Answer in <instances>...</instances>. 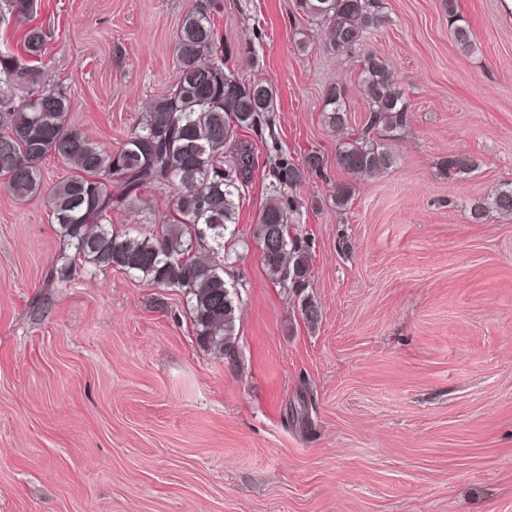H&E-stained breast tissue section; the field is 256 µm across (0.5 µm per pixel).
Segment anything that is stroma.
Returning a JSON list of instances; mask_svg holds the SVG:
<instances>
[{"label": "stroma", "instance_id": "35a3bbf8", "mask_svg": "<svg viewBox=\"0 0 512 512\" xmlns=\"http://www.w3.org/2000/svg\"><path fill=\"white\" fill-rule=\"evenodd\" d=\"M381 2L362 52L409 112L403 131L375 130L394 163L368 179L337 165L323 114L337 83L350 128L366 125L359 54L328 50L295 0H224L215 17L230 68L275 92L271 127L240 132L255 168L226 238L233 354L199 344L179 289L118 269L52 279L65 246L46 195L0 181V512H512V216L470 219L512 185V11L457 0L453 22L447 0ZM195 3L37 0L0 44L49 26L68 124L114 151L174 82ZM275 141L327 164L296 190L301 289L269 277L255 235ZM453 154L476 169L448 176ZM173 200L150 192L112 223L156 230Z\"/></svg>", "mask_w": 512, "mask_h": 512}]
</instances>
